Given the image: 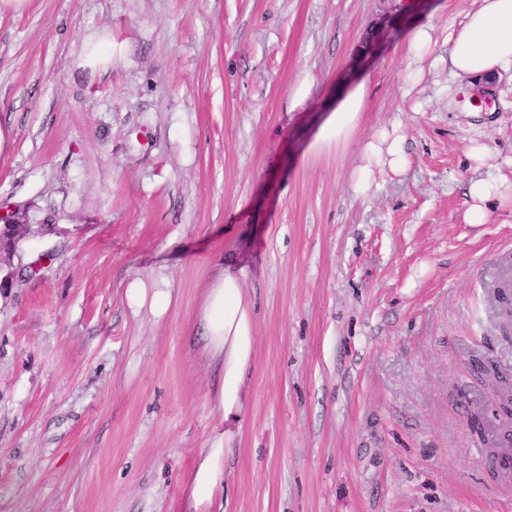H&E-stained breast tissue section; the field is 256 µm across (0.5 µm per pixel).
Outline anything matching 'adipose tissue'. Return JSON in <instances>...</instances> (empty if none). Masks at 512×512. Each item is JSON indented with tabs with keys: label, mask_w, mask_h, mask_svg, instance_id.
Wrapping results in <instances>:
<instances>
[{
	"label": "adipose tissue",
	"mask_w": 512,
	"mask_h": 512,
	"mask_svg": "<svg viewBox=\"0 0 512 512\" xmlns=\"http://www.w3.org/2000/svg\"><path fill=\"white\" fill-rule=\"evenodd\" d=\"M509 70H512V0H482L477 10L466 14L453 36L448 77L491 81ZM367 94V85L362 82L337 99L320 129L317 146L350 138L360 123ZM360 158L356 189L362 193L370 185L374 167H394L402 162L401 141L381 133L362 144ZM511 185L512 180L502 173L472 181L468 187L471 203L465 214L467 223H485L490 207L505 200ZM201 322L208 337L209 354L223 368L218 407L225 419H237L242 410V380L254 344L253 304L241 286L238 273L224 267L214 274L201 309ZM232 437V430H225L223 439L214 442L202 459L192 489L196 506L211 503L222 475L227 442Z\"/></svg>",
	"instance_id": "1"
}]
</instances>
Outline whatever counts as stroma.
Returning <instances> with one entry per match:
<instances>
[{"label": "stroma", "instance_id": "1", "mask_svg": "<svg viewBox=\"0 0 512 512\" xmlns=\"http://www.w3.org/2000/svg\"><path fill=\"white\" fill-rule=\"evenodd\" d=\"M480 0H26L0 13V512H193L224 435L200 312L217 264L254 302L243 409L209 512H512L494 379L512 372V198L464 219L512 158L448 90V34ZM434 27L428 62L407 33ZM112 39L103 71L84 41ZM366 81L360 125L312 143ZM304 90L301 106L291 104ZM405 164L354 188L361 144ZM485 143L490 163L467 148ZM165 292V309L153 307ZM509 179L498 169L496 175H489L486 178L474 180L469 184L468 196L471 200L465 219L469 224H483L489 215L490 207L494 201L503 204L507 198ZM0 223V254L3 252L10 255L25 236V230L20 225L17 213L7 207H1ZM5 232L8 234L7 236H5Z\"/></svg>", "mask_w": 512, "mask_h": 512}]
</instances>
